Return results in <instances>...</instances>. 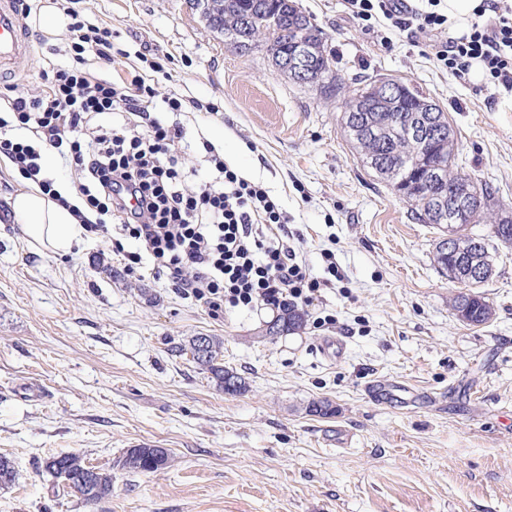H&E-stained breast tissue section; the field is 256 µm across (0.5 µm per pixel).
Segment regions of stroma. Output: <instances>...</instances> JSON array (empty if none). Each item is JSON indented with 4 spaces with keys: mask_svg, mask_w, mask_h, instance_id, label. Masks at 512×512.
Wrapping results in <instances>:
<instances>
[{
    "mask_svg": "<svg viewBox=\"0 0 512 512\" xmlns=\"http://www.w3.org/2000/svg\"><path fill=\"white\" fill-rule=\"evenodd\" d=\"M349 78L387 76L448 114L458 162L512 209V112L502 90L449 75L424 46L384 18L363 29L345 0H296ZM56 0H32L27 52L0 75V107L45 91L43 72L71 66L69 26L43 34ZM88 24L107 27L111 61L86 56L92 76L129 86L150 79L152 116L180 122L188 165L196 147L262 185L304 235L303 258L344 275L324 289L300 329L269 338L279 312L228 310L213 319L164 282L127 274L109 245L81 238L66 255L36 252L7 202L25 188L0 166V456L15 481L0 512H512V247H500L478 290L494 315L468 326L449 302L458 286L437 270L439 229L364 167L346 141L340 104L319 86L279 73L265 47L242 54L207 27L189 0H79ZM161 60L164 69L149 64ZM178 95L181 115L163 100ZM334 325L314 328L320 313ZM224 342V364L248 383L225 394L184 353L194 336ZM341 338L340 361L318 350ZM38 384L43 401L16 396ZM330 400L334 416L309 414ZM343 431L342 443L329 436ZM168 449V467L130 473L128 448ZM76 453L111 471L95 503L54 493L50 456Z\"/></svg>",
    "mask_w": 512,
    "mask_h": 512,
    "instance_id": "obj_1",
    "label": "stroma"
}]
</instances>
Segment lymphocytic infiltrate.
Here are the masks:
<instances>
[{"label": "lymphocytic infiltrate", "mask_w": 512, "mask_h": 512, "mask_svg": "<svg viewBox=\"0 0 512 512\" xmlns=\"http://www.w3.org/2000/svg\"><path fill=\"white\" fill-rule=\"evenodd\" d=\"M351 16L368 22L383 16L402 31L421 35L453 76L465 79L472 61L483 63L492 83L512 90V0H483L469 36L449 37L440 0L415 6L409 0H346ZM73 65L44 74L48 90L12 99L19 128L56 149L79 177L70 206L86 231L131 240L115 248L127 273L140 269L164 281L180 298L212 318L243 307L285 312L312 306L329 287L300 256L303 237L290 232L288 216L258 183L229 166L214 147L206 152L219 179L190 187L183 167V126L152 118L145 102L155 95L144 78L120 88L83 71L86 52L112 57L111 33L85 27L70 4ZM122 115L116 126L94 124L104 113ZM22 177L38 180L54 200L62 195L42 176L40 154L29 144L0 137Z\"/></svg>", "instance_id": "obj_1"}]
</instances>
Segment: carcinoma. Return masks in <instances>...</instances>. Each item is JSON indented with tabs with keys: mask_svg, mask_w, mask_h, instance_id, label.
Listing matches in <instances>:
<instances>
[{
	"mask_svg": "<svg viewBox=\"0 0 512 512\" xmlns=\"http://www.w3.org/2000/svg\"><path fill=\"white\" fill-rule=\"evenodd\" d=\"M252 13L256 23L270 35L287 33V40L280 43L281 51L290 49V44L299 38L310 43L314 67L318 72L316 84L328 97L348 98L352 94L369 89L368 81L350 82L339 73L328 75V62L331 51L325 43L323 33L311 22L294 0H224L222 32L224 39L234 37V31L240 17ZM411 97L377 112H368L373 129L360 134L348 126H342L346 139L359 156L363 166L371 169L375 175L389 185L400 187L403 199L409 203L417 219L424 224L448 225V220L430 216L431 195L437 188L427 182L416 179L411 174L412 165L424 155H430L432 161L444 167L445 186L459 184L470 178L462 171L457 162L455 133L448 122V114L436 112L442 122L444 137L429 145L417 138L403 135L392 118L397 109H409L418 106L421 98L419 91L410 89ZM482 198L481 215L490 219L489 231L476 234L466 224L458 225L460 232L455 239L454 249L449 252L440 246H434V263L445 275L455 270L457 257L461 254L471 259V265L492 268L495 265L498 244L501 235H512V211L493 203L492 191L486 186L480 187ZM493 316L490 304L480 296L469 303L466 319L469 325L476 327L486 324ZM303 317L296 311H290L266 329L265 336L272 337L300 328ZM223 342L215 336H194L189 340L188 350L193 361L209 372L229 395L242 394L248 390L244 377L224 366L222 358ZM171 455L165 448H151L147 445L129 448L118 462V466L128 472H154L165 468ZM44 468L54 479V488L78 497L85 503L95 502L112 491V473L90 466L78 454L52 456L45 460Z\"/></svg>",
	"mask_w": 512,
	"mask_h": 512,
	"instance_id": "obj_1",
	"label": "carcinoma"
}]
</instances>
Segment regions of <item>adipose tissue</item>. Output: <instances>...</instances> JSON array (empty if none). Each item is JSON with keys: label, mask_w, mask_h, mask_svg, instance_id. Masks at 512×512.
I'll return each mask as SVG.
<instances>
[{"label": "adipose tissue", "mask_w": 512, "mask_h": 512, "mask_svg": "<svg viewBox=\"0 0 512 512\" xmlns=\"http://www.w3.org/2000/svg\"><path fill=\"white\" fill-rule=\"evenodd\" d=\"M11 214L30 243L40 249L65 255L83 234L78 219L68 208L30 184L9 200Z\"/></svg>", "instance_id": "ef3b65f1"}]
</instances>
